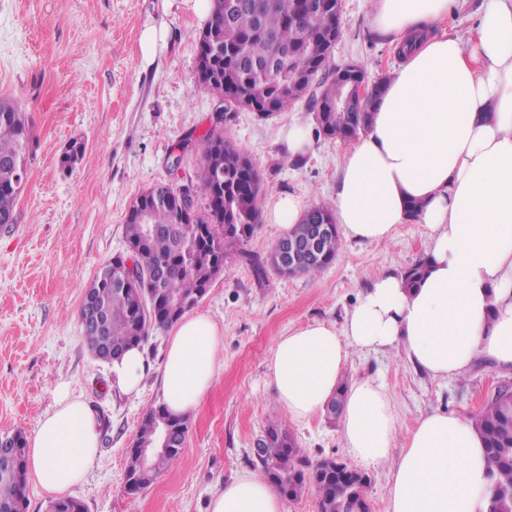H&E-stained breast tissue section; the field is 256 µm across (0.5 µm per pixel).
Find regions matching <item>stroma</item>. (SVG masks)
<instances>
[{
	"instance_id": "1",
	"label": "stroma",
	"mask_w": 512,
	"mask_h": 512,
	"mask_svg": "<svg viewBox=\"0 0 512 512\" xmlns=\"http://www.w3.org/2000/svg\"><path fill=\"white\" fill-rule=\"evenodd\" d=\"M373 11L374 0H342L329 58L360 64L370 84L401 63L375 31ZM206 22L184 0H0V96L15 99L32 128L16 222L0 231V436H31L60 385L80 396L102 422L101 453L70 491L87 512H207L224 483L251 467L273 417L310 461H348L339 423L321 414L298 424L276 410L266 362L279 336L312 321L341 323L379 271L400 272L428 248L424 226L410 220L391 241L344 242L316 276L269 269L259 278L255 264L284 235L260 221L196 305L223 328L224 346L210 389L186 417L184 448L151 486L128 492V450L147 411L163 403L157 376L169 331L150 330L142 344L148 371L129 398L108 390V364L89 351L79 312L99 269L126 251L131 201L193 176L201 150L182 154L178 145L216 126L258 168L265 204L292 194L332 205L336 166L350 147L316 135L306 153L291 154L289 127L313 124L302 100L269 119L242 110L216 124L215 95L194 88L196 36ZM150 27L164 38L147 58L141 37ZM75 139L84 151L67 168L62 156ZM366 378L386 386L405 434L433 410L479 413L495 386L512 383V369L481 361L461 377L435 379L400 352L352 353L344 381Z\"/></svg>"
}]
</instances>
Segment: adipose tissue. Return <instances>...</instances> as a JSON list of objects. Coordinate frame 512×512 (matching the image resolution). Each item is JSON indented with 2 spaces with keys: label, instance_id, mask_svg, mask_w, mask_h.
<instances>
[{
  "label": "adipose tissue",
  "instance_id": "adipose-tissue-1",
  "mask_svg": "<svg viewBox=\"0 0 512 512\" xmlns=\"http://www.w3.org/2000/svg\"><path fill=\"white\" fill-rule=\"evenodd\" d=\"M455 0H375L373 25L403 64L386 80L369 130L345 153L333 213L345 240L386 242L399 224L427 230V271L415 286L377 274L343 323L313 321L280 336L267 360L277 407L296 422L342 394L347 453L388 465V512H487L489 469L472 418L433 411L406 438L385 388L343 385L351 352H404L436 379L478 361L512 365V0H489L468 40L438 34ZM418 213H411V202ZM222 328L206 313L170 329L158 384L168 413L185 417L213 383ZM141 347L109 364L113 392L138 395ZM101 421L60 387L29 439L26 467L44 491L84 480L100 449ZM208 512H286L251 469L216 492Z\"/></svg>",
  "mask_w": 512,
  "mask_h": 512
}]
</instances>
